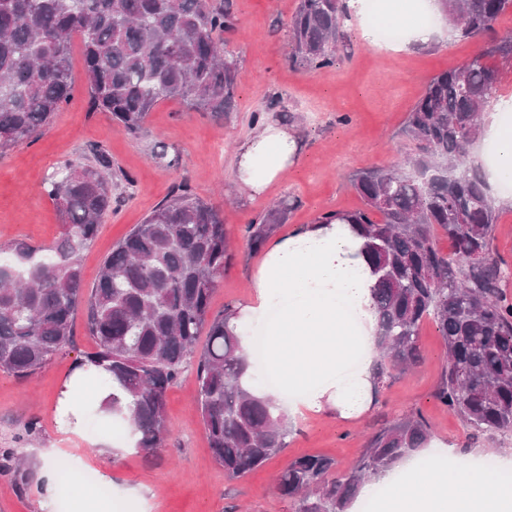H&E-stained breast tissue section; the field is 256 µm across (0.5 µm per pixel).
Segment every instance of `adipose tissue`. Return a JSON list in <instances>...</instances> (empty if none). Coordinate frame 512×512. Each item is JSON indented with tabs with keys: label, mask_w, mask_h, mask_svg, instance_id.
Segmentation results:
<instances>
[{
	"label": "adipose tissue",
	"mask_w": 512,
	"mask_h": 512,
	"mask_svg": "<svg viewBox=\"0 0 512 512\" xmlns=\"http://www.w3.org/2000/svg\"><path fill=\"white\" fill-rule=\"evenodd\" d=\"M415 0H389L386 19L405 26L410 44H429L436 29L415 20ZM483 142L497 158L473 152L489 185L512 178V125L492 118ZM296 141L286 128L264 125L235 152L234 180L253 194L287 171ZM360 239L345 224H309L271 240L256 266L250 296L236 304L233 320L243 354L264 336L266 372L276 377L283 413L332 410L348 418L364 413L373 394L372 365L378 316L374 284L358 258ZM380 512H512V495L487 491L488 477L466 466L430 469L405 463L400 475H382Z\"/></svg>",
	"instance_id": "1"
}]
</instances>
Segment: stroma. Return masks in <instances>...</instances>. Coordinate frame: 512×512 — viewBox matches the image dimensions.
Segmentation results:
<instances>
[{
	"instance_id": "obj_1",
	"label": "stroma",
	"mask_w": 512,
	"mask_h": 512,
	"mask_svg": "<svg viewBox=\"0 0 512 512\" xmlns=\"http://www.w3.org/2000/svg\"><path fill=\"white\" fill-rule=\"evenodd\" d=\"M297 4L234 0L238 25L225 34L224 48L237 57L241 70L236 111L217 117L164 101L135 136L113 122L110 113L92 108L81 47L73 45L69 102L32 138L0 150V242L53 245L62 227L44 190L47 177L66 161L96 165L103 153L112 162V211L81 254L85 286H93L113 246L185 183L223 211L232 240L235 259L212 297L213 310L220 311L251 291V274L262 253L248 248L245 228L273 202L295 204L278 229L282 235L314 223L323 213L360 209L362 199L350 185V175L401 164L409 147L400 130L428 79L473 58L484 40L453 36L400 49L383 42L371 45L354 18L335 67L310 72L289 60V22ZM274 97L280 103L273 108L269 102ZM260 109L265 122L288 127L297 152L288 171L252 196L234 182L233 161L236 147L255 133L249 119ZM73 332V344L31 380L0 371V448L21 449L29 462L25 492L0 477V512H40L39 472L50 448L59 451L58 512H67L80 491L122 504L126 512H292L275 482L289 463L320 455L348 466L361 456L372 432L411 412L431 426L430 446L418 456L424 465L434 463V449L448 448L455 457L491 470L496 488L512 491V469L501 464L512 455V436H473L436 398L446 354L433 321L420 329L422 363L411 372L385 377L368 412L347 420L312 412L290 419L287 448L235 481L225 478L209 446L191 367L167 393V431L157 459L145 460L130 447L111 458L107 443L122 442L125 436L94 415L85 419L80 434L65 433L55 413L61 387L76 361L95 349L84 314L76 315ZM32 421L39 431L29 439L25 430ZM107 465L112 481L104 484L99 472Z\"/></svg>"
}]
</instances>
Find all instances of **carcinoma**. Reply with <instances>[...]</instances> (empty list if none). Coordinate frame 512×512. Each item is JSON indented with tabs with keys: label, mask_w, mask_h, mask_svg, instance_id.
<instances>
[{
	"label": "carcinoma",
	"mask_w": 512,
	"mask_h": 512,
	"mask_svg": "<svg viewBox=\"0 0 512 512\" xmlns=\"http://www.w3.org/2000/svg\"><path fill=\"white\" fill-rule=\"evenodd\" d=\"M439 6L461 37H488L483 50L430 78L402 129L410 143L404 166L357 171L350 183L363 208L324 213L316 223L347 224L363 239L383 352L373 387L388 368L420 365L419 332L431 319L447 354L436 398L476 433L494 437L512 433V302L503 295L512 268L492 252L500 208L470 147L501 69L512 63V38L495 30L512 0ZM348 19L344 0H299L289 24L291 62L308 71L335 67ZM236 26L231 0H0V149L29 139L68 102L76 35L92 106L129 134L164 100L219 117L233 111L241 72L219 39ZM109 167L102 154L96 167L65 162L50 177L62 225L52 246L0 243V254L12 256L0 267V370L31 379L71 345L82 309L95 351L78 366L104 369L112 395L99 410L132 426L137 452L157 457L167 392L193 362L209 447L229 479L242 478L287 447L290 430L277 400L249 383L248 359L228 327L232 307L212 311L217 278L234 257L224 214L179 185L112 248L87 292L81 252L112 209ZM290 209L282 200L249 224V247L259 249ZM440 230L451 243L446 254ZM430 438L422 415L405 414L372 433L352 466L300 457L276 488L293 512H349L367 482ZM0 473L27 485L18 449H0Z\"/></svg>",
	"instance_id": "obj_1"
}]
</instances>
